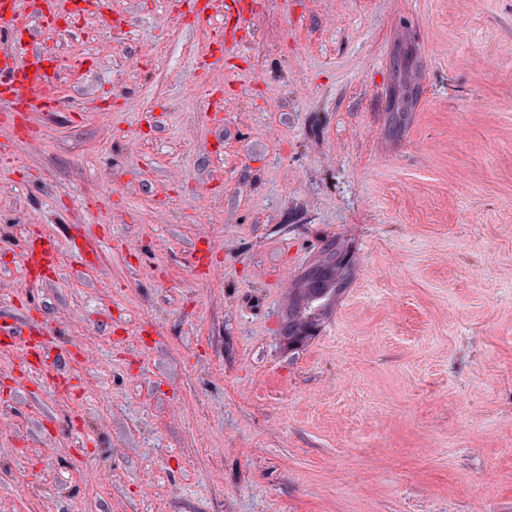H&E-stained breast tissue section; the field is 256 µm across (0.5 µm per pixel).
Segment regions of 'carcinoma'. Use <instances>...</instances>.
Segmentation results:
<instances>
[{"instance_id": "obj_1", "label": "carcinoma", "mask_w": 512, "mask_h": 512, "mask_svg": "<svg viewBox=\"0 0 512 512\" xmlns=\"http://www.w3.org/2000/svg\"><path fill=\"white\" fill-rule=\"evenodd\" d=\"M341 265L342 260L335 259L311 269L305 275L306 288L289 308L283 327V333L289 340H302L303 334L314 324L317 314L342 290L336 274Z\"/></svg>"}]
</instances>
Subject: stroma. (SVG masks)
<instances>
[{"label":"stroma","instance_id":"stroma-1","mask_svg":"<svg viewBox=\"0 0 512 512\" xmlns=\"http://www.w3.org/2000/svg\"><path fill=\"white\" fill-rule=\"evenodd\" d=\"M106 2L48 38L39 148L0 126V316L72 373L0 352V512H512V0H226L197 83L189 0ZM57 257L58 244L51 236L43 232L33 238L28 245L26 244L22 253V260L27 266L40 259L55 262ZM343 259H333L326 264L314 267L306 275V288H303L288 310V316L283 327L288 340L297 342L315 321L321 309L326 308L330 301L342 290L337 280L336 271L342 265Z\"/></svg>","mask_w":512,"mask_h":512}]
</instances>
